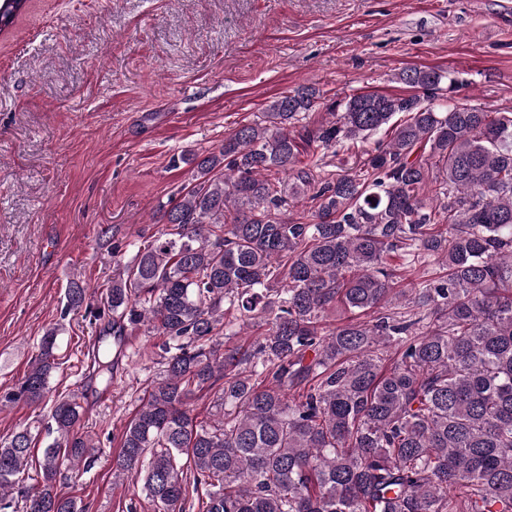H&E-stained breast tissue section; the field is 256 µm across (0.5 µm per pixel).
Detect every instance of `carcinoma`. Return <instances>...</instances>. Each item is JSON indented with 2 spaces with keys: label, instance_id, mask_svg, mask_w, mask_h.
<instances>
[{
  "label": "carcinoma",
  "instance_id": "cac0c4a2",
  "mask_svg": "<svg viewBox=\"0 0 512 512\" xmlns=\"http://www.w3.org/2000/svg\"><path fill=\"white\" fill-rule=\"evenodd\" d=\"M27 3L0 0L1 33ZM391 81L413 92L334 100L335 120L296 137L321 100L303 85L219 151L177 158L193 184L116 260L103 305L70 283L68 309L106 318L93 361L105 385L107 337L142 325L163 338L113 461L154 512H186L191 491L202 512H512V111L438 102L464 84L454 71ZM382 131L361 168L327 169L324 155ZM303 143L323 156L302 164ZM305 195L307 221L283 212ZM393 254L447 274L397 288ZM332 307L342 318L326 330ZM255 328L246 347L224 342ZM56 337L1 404L46 398ZM201 391L209 421L188 409ZM82 415L75 397L54 400L22 512H80L55 485L94 448ZM32 443L26 428L0 441V512H16L7 493Z\"/></svg>",
  "mask_w": 512,
  "mask_h": 512
}]
</instances>
